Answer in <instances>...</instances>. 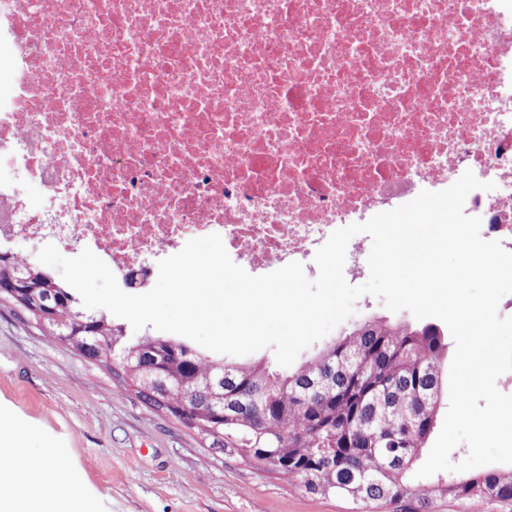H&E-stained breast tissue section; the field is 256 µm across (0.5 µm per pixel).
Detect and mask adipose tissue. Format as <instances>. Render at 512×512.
<instances>
[{
	"instance_id": "1",
	"label": "adipose tissue",
	"mask_w": 512,
	"mask_h": 512,
	"mask_svg": "<svg viewBox=\"0 0 512 512\" xmlns=\"http://www.w3.org/2000/svg\"><path fill=\"white\" fill-rule=\"evenodd\" d=\"M67 446L0 399V512H101L82 473L61 467Z\"/></svg>"
}]
</instances>
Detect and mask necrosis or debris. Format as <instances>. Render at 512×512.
<instances>
[{
    "label": "necrosis or debris",
    "instance_id": "necrosis-or-debris-1",
    "mask_svg": "<svg viewBox=\"0 0 512 512\" xmlns=\"http://www.w3.org/2000/svg\"><path fill=\"white\" fill-rule=\"evenodd\" d=\"M0 244L260 273L440 191L512 253V0H0Z\"/></svg>",
    "mask_w": 512,
    "mask_h": 512
}]
</instances>
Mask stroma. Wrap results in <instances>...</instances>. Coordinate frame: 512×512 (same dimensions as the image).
I'll return each instance as SVG.
<instances>
[{
    "instance_id": "1",
    "label": "stroma",
    "mask_w": 512,
    "mask_h": 512,
    "mask_svg": "<svg viewBox=\"0 0 512 512\" xmlns=\"http://www.w3.org/2000/svg\"><path fill=\"white\" fill-rule=\"evenodd\" d=\"M0 398L69 441L60 461L80 469L104 512H361L297 479L255 470L208 448L104 365L0 304Z\"/></svg>"
}]
</instances>
